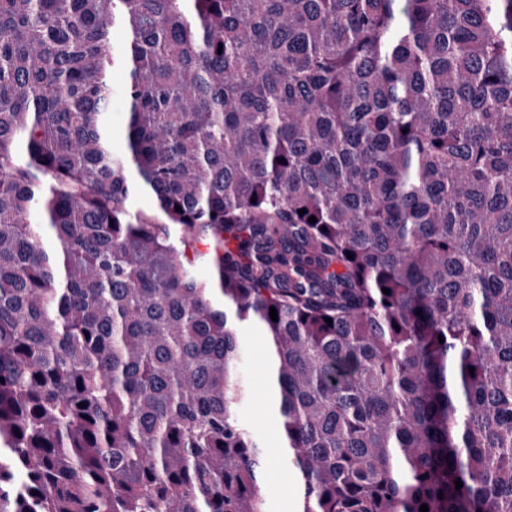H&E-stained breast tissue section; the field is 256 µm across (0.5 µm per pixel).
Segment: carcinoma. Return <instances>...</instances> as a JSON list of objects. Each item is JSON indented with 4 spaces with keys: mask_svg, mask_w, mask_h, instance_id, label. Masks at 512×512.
Here are the masks:
<instances>
[{
    "mask_svg": "<svg viewBox=\"0 0 512 512\" xmlns=\"http://www.w3.org/2000/svg\"><path fill=\"white\" fill-rule=\"evenodd\" d=\"M254 328L297 512H512V0H0V512H265ZM125 80V73L121 69H114L112 71V85L114 87L112 95V129L117 142L122 140L125 131L126 112H128L127 104L120 92V88L124 85Z\"/></svg>",
    "mask_w": 512,
    "mask_h": 512,
    "instance_id": "cac0c4a2",
    "label": "carcinoma"
}]
</instances>
